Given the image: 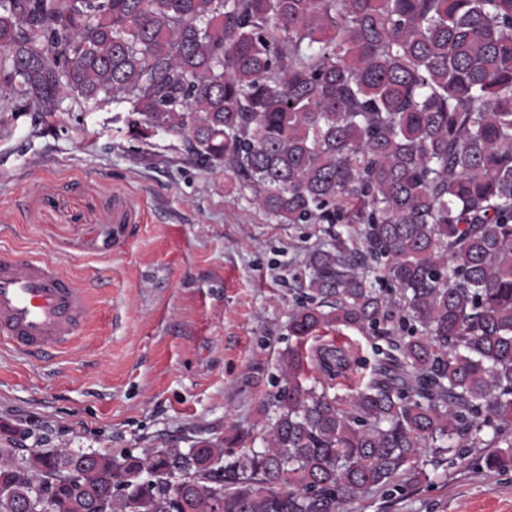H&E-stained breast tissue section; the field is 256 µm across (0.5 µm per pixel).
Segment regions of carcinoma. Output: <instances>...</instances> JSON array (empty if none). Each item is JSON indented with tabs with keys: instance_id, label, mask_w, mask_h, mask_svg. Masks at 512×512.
<instances>
[{
	"instance_id": "carcinoma-1",
	"label": "carcinoma",
	"mask_w": 512,
	"mask_h": 512,
	"mask_svg": "<svg viewBox=\"0 0 512 512\" xmlns=\"http://www.w3.org/2000/svg\"><path fill=\"white\" fill-rule=\"evenodd\" d=\"M0 90L126 103L278 223L345 227L309 256L263 447L10 439L0 512H346L471 448L512 470V0H0ZM334 326L398 337L341 396L351 356L301 345Z\"/></svg>"
}]
</instances>
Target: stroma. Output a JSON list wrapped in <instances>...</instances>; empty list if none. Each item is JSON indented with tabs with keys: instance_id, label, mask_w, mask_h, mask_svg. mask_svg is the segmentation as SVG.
Listing matches in <instances>:
<instances>
[{
	"instance_id": "35a3bbf8",
	"label": "stroma",
	"mask_w": 512,
	"mask_h": 512,
	"mask_svg": "<svg viewBox=\"0 0 512 512\" xmlns=\"http://www.w3.org/2000/svg\"><path fill=\"white\" fill-rule=\"evenodd\" d=\"M128 107L65 99L51 115L0 107V252L68 272L95 310L71 347L28 358L0 345V423L46 448L131 449L261 440L281 386L309 253L333 224H280L177 136L137 137ZM353 349L345 392L381 337L343 326L311 348ZM349 512H512V471L474 450L430 480L366 495Z\"/></svg>"
}]
</instances>
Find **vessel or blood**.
<instances>
[{
	"instance_id": "obj_1",
	"label": "vessel or blood",
	"mask_w": 512,
	"mask_h": 512,
	"mask_svg": "<svg viewBox=\"0 0 512 512\" xmlns=\"http://www.w3.org/2000/svg\"><path fill=\"white\" fill-rule=\"evenodd\" d=\"M94 315L78 284L48 259L0 255V342L23 355L67 347Z\"/></svg>"
}]
</instances>
